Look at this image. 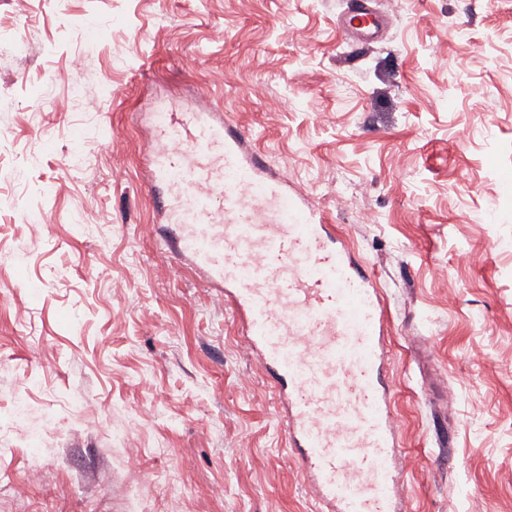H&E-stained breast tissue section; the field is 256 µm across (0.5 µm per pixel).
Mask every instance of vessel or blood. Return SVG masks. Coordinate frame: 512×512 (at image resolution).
Wrapping results in <instances>:
<instances>
[{"mask_svg":"<svg viewBox=\"0 0 512 512\" xmlns=\"http://www.w3.org/2000/svg\"><path fill=\"white\" fill-rule=\"evenodd\" d=\"M392 25L369 0L339 20L372 40ZM151 163L173 256L191 263L241 318L244 341L284 399L288 443L325 512H405L386 388L384 308L365 268L320 212L288 194L250 138L221 121L154 115Z\"/></svg>","mask_w":512,"mask_h":512,"instance_id":"obj_1","label":"vessel or blood"}]
</instances>
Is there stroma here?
Listing matches in <instances>:
<instances>
[{
	"mask_svg": "<svg viewBox=\"0 0 512 512\" xmlns=\"http://www.w3.org/2000/svg\"><path fill=\"white\" fill-rule=\"evenodd\" d=\"M348 6L0 0V512L320 507L240 320L157 244L159 105L247 132L370 270L408 512H512V0H374L370 42ZM356 1L345 18L338 22L339 28L345 34L360 35L364 40H373L391 27L392 18L370 7V0Z\"/></svg>",
	"mask_w": 512,
	"mask_h": 512,
	"instance_id": "obj_1",
	"label": "stroma"
}]
</instances>
